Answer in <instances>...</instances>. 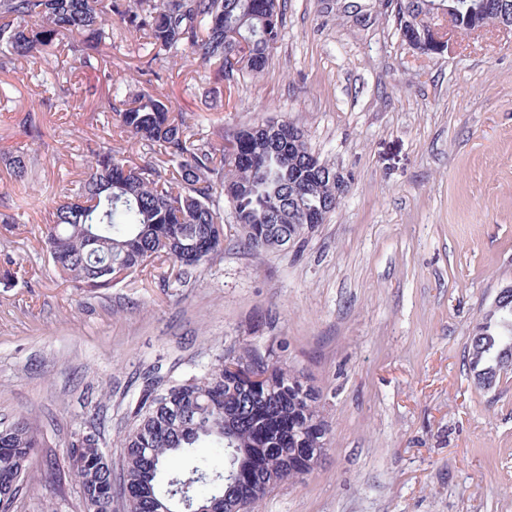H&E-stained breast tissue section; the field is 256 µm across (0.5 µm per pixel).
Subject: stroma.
<instances>
[{
    "label": "stroma",
    "instance_id": "stroma-1",
    "mask_svg": "<svg viewBox=\"0 0 512 512\" xmlns=\"http://www.w3.org/2000/svg\"><path fill=\"white\" fill-rule=\"evenodd\" d=\"M285 0L267 73L227 92L200 59L163 81L139 67L153 53L113 28L92 66L62 88L39 64L0 75V214L16 227L0 252V423L37 416L38 476L18 512H82L64 460L99 417L119 455L143 374L179 376L239 338L287 343L288 365L324 393L329 449L303 480L256 512H512V371L476 385L473 326L512 284V31L459 34L438 54L403 41L383 0ZM194 112L201 133L294 120L348 192L306 242L262 255L226 239L185 281L139 276L88 292L56 273L41 237L58 197L77 189L89 149L131 160L140 144L100 112L107 76ZM35 111L42 130L25 119ZM31 166L15 180L9 161ZM62 480H55V473Z\"/></svg>",
    "mask_w": 512,
    "mask_h": 512
}]
</instances>
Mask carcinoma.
<instances>
[{
  "mask_svg": "<svg viewBox=\"0 0 512 512\" xmlns=\"http://www.w3.org/2000/svg\"><path fill=\"white\" fill-rule=\"evenodd\" d=\"M398 32L422 54L430 53L428 22L450 5L466 18V0H388ZM0 0V70L20 57L41 59L44 75L61 74L56 54L69 39L71 61L91 65L100 53L104 26L115 18L138 41L146 35L155 53L144 67L156 78L165 63L196 55L215 68L228 88L266 74L283 24V0ZM482 19L512 21V0H486ZM107 96L118 128L152 151L132 162L110 147L91 150L93 161L73 196L56 202L43 243L61 278L76 288H110L114 282L169 264L177 279L222 254L227 202L237 241L262 254L304 242L311 226L336 208V167L307 147L294 121L266 120L225 127L220 141L195 131L192 117L170 98L148 90L132 98ZM512 348V307L488 311L468 347L474 372L494 368L491 354ZM287 344L247 339L215 353L209 362L176 379L150 371L119 432L121 454L112 470L99 466L102 448L91 437L71 444L69 475L99 498L121 499L124 512H224L234 494L224 479L229 461L243 469L240 489L256 475L278 487L305 477L302 449L322 430L304 391L303 371L287 365ZM257 366L263 386L224 373V358ZM180 411V418L170 410ZM0 435V478H31L40 426L20 416ZM150 449L145 459L141 449Z\"/></svg>",
  "mask_w": 512,
  "mask_h": 512,
  "instance_id": "1",
  "label": "carcinoma"
}]
</instances>
